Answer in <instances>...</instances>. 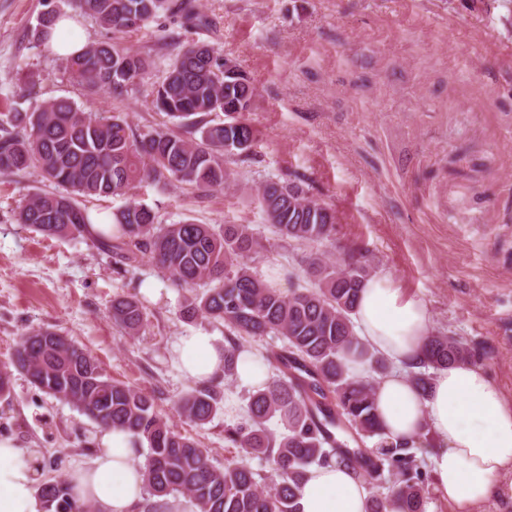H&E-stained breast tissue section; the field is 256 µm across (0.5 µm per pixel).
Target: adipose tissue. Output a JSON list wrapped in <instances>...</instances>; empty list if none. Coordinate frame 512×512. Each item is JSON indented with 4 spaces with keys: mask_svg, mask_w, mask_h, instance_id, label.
Returning a JSON list of instances; mask_svg holds the SVG:
<instances>
[{
    "mask_svg": "<svg viewBox=\"0 0 512 512\" xmlns=\"http://www.w3.org/2000/svg\"><path fill=\"white\" fill-rule=\"evenodd\" d=\"M363 342L390 367L375 388L378 419L390 440L423 448L433 445V474L443 497L458 512H476L495 497H512V400L475 363L438 370L428 390L416 388L409 371L428 341L431 313L391 277L367 279L353 314ZM178 369L197 381L224 368V349L204 331L173 345ZM102 448L74 466L75 497L97 512H136L145 495L139 452L132 437L104 429ZM36 455L0 437V512H42ZM372 490L351 470L337 465L310 472L298 499L300 512H368Z\"/></svg>",
    "mask_w": 512,
    "mask_h": 512,
    "instance_id": "ef3b65f1",
    "label": "adipose tissue"
}]
</instances>
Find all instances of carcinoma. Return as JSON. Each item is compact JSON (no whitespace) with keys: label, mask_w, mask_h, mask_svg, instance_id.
<instances>
[{"label":"carcinoma","mask_w":512,"mask_h":512,"mask_svg":"<svg viewBox=\"0 0 512 512\" xmlns=\"http://www.w3.org/2000/svg\"><path fill=\"white\" fill-rule=\"evenodd\" d=\"M166 3L69 0L75 10L114 33L149 26ZM64 63L83 87L104 90L115 99L145 81L155 66L150 55L113 40L91 44L64 57ZM150 97L171 126L139 132L117 112H87L66 97L0 113V173L19 176L34 169L64 189L27 194L17 223L48 238L86 237L125 267L145 261L174 288L206 286L185 301L180 317L224 324V381L237 376L243 354L260 357L273 369L266 382L249 392L239 420L224 428L225 442L266 459L272 475L236 460L214 466L198 440L158 414L154 395L105 377L89 351L51 330L20 337L11 361L0 366V396L10 392L12 370L23 371L40 390L101 427L147 442L143 470L150 497L182 495L195 512H298L299 493L311 469L332 463L387 486L384 495L372 498L369 512H387L392 506L397 512H425L432 477L424 449L385 440L374 390L389 366L357 336L352 320L365 268L356 263L336 267L314 252L302 269L311 287L285 293L253 266L261 245L249 225L217 229L190 220L163 225L154 208L134 197L145 184L176 183L199 196L224 187L231 178L226 157L247 155L257 142L247 117L253 83L242 72L224 76L220 54L192 41L167 64ZM219 112L223 120L209 119ZM228 141L235 146L226 151ZM110 196H123L125 203L112 213L109 231H90L94 220L83 200ZM257 204L283 239L310 245L335 235V210L309 197L300 182L264 180ZM112 320L132 337L146 334L145 307L134 295L112 300ZM272 335L281 337L282 344L252 350L240 342L245 336ZM474 357L460 339L433 334L411 378L425 390L432 371ZM352 362L368 366L367 375L353 373ZM217 411L212 385H196L177 402L178 416L196 426L208 423ZM273 421L283 431L271 430ZM374 437L377 446L365 447ZM40 497L44 512H91L67 481L42 482Z\"/></svg>","instance_id":"1"}]
</instances>
